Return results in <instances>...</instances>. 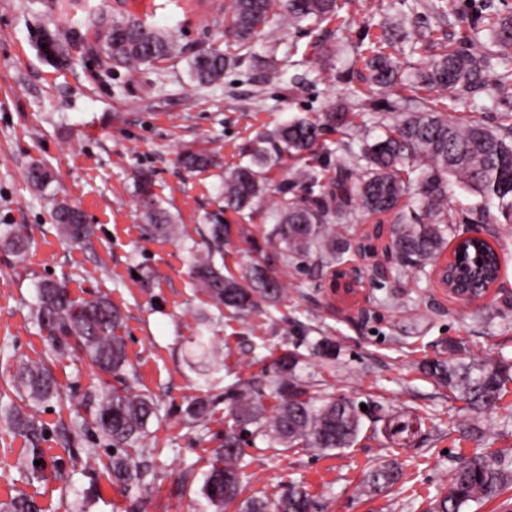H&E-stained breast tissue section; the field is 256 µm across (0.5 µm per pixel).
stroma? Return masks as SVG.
Wrapping results in <instances>:
<instances>
[{
    "label": "stroma",
    "mask_w": 512,
    "mask_h": 512,
    "mask_svg": "<svg viewBox=\"0 0 512 512\" xmlns=\"http://www.w3.org/2000/svg\"><path fill=\"white\" fill-rule=\"evenodd\" d=\"M229 0H126L127 10L162 29H175L183 54L161 67L122 69L103 76L95 58L70 40L83 34L81 8L67 0H0V236L22 230L29 238L24 258L0 245V502L25 493L40 512H210L199 490L230 418L221 396L224 384L259 373L262 359H274L293 337L314 329L332 336L336 359L309 358L304 378L323 393L357 401L373 399L383 416L413 419V432L400 443L363 428L354 447L320 453L292 448L251 450L246 495L274 496L282 485L306 487L320 512H423L446 487L453 459L483 453L512 460V382L493 414L474 415L458 393L423 374L420 363L446 358L462 346L464 361H512V223L497 207L485 222L472 221L475 196L451 187L448 203L457 231L472 227L503 258L501 278L490 297L464 303L436 287L427 271L397 275L386 254L362 258L376 267L366 288L353 299L337 297L328 277L312 266L289 269L286 291L270 314L246 317L217 309L197 291L189 273L190 248H203L206 225L240 224L224 207V172L243 158L258 133L297 117L316 118L331 101L362 85L352 50L364 32L409 17L419 28L437 25L417 0H384L381 10L367 0H350L352 24L281 28L284 43L298 51L280 58L276 72L246 60L228 70L220 84L191 81L189 61L209 46L224 47L214 20ZM458 14L448 26L454 48L486 51L488 35L470 43L471 29L485 9L512 13V0H457ZM56 34L70 46L59 63L37 45L38 30ZM204 147L219 166L187 172L179 153ZM53 171L57 180L46 193L28 187L32 163ZM285 157L266 173L268 192L250 219V237L232 235L224 248V273L242 277L269 253L266 235L285 198L278 187L294 168ZM151 174L153 190L177 217L181 236L153 237L144 230L138 180ZM79 207L95 235L91 244L63 241L47 195ZM66 283L73 300L108 295L124 315L131 385L151 391L160 402L149 429L157 438L158 472L150 499L124 493L102 475L112 459L111 442L96 427L95 407L87 399L92 384L86 361L49 356L31 309L40 281ZM221 348L213 365L197 338ZM50 358L60 394L35 407L43 429L45 477L30 479L29 441L9 429V409L17 402L11 379L18 359ZM216 398L205 432L185 423L188 403ZM478 422L480 440L462 430ZM76 423L71 442L59 428ZM79 452L72 461L65 445ZM383 459L397 460L404 475L392 492L369 497L363 473Z\"/></svg>",
    "instance_id": "stroma-1"
}]
</instances>
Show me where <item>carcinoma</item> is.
I'll use <instances>...</instances> for the list:
<instances>
[{
  "mask_svg": "<svg viewBox=\"0 0 512 512\" xmlns=\"http://www.w3.org/2000/svg\"><path fill=\"white\" fill-rule=\"evenodd\" d=\"M348 0H232L224 14V36L237 45L240 53L231 55L209 47L189 61V73L199 85H216L224 71L245 62L243 50L259 32L280 22L299 26L305 21L322 24L342 18ZM431 11L440 20L435 29L416 31L432 51L421 66L409 74L401 72L387 48L388 30L373 37L365 34L359 42L354 62L369 74L364 87L351 89L339 103L329 106L316 120L297 118L291 123L252 139L245 148L248 162L240 163L224 177V209L247 217L245 210L266 193L265 170L283 155L305 161L283 192L292 198L283 203L276 224L267 233L274 252L264 257L241 278L225 276L215 264L224 257V242L231 228L210 224L205 239L206 254L193 255L191 271L199 290L218 308L248 316L276 305L284 291L280 276L288 262L313 261L323 269H336L345 263L351 244L336 229L338 219L356 221L364 215L392 213L395 223L390 235V252L402 273L407 267L421 269L435 263L455 235L448 209V186L455 182L485 202H498L503 215L512 218V67L495 69L496 60L512 54V15H488L478 34L488 31L495 50L483 53L448 47L443 23L457 9L456 0H432ZM84 36L92 37L90 49L107 72L116 67L132 73L142 66L156 67L179 57L178 35L161 30L130 15L108 14L102 10L87 14ZM497 94L500 122L491 129L479 121L455 122L448 109L461 96L486 84ZM424 91L426 95L408 97L402 91ZM386 92L395 98L387 107L400 117L386 123L383 134L361 139L353 148L359 126L353 117L366 111L368 100ZM342 131L347 140L336 147L322 141L326 130ZM336 156L335 174H327L325 159ZM181 164L189 171L215 165L206 149L187 150ZM53 175L39 163H32L27 181L44 191ZM140 203L147 230L156 235L177 233L174 218L162 208L152 188V179L143 175L139 183ZM57 229L67 241L90 242L92 228L80 209L66 200L50 199ZM35 319L56 354L80 355L91 364L97 380L89 398L96 402L94 421L112 441V463L103 476L123 490H135L144 497L153 490L158 474L154 463L156 449L147 447L148 425L158 417V408L149 392L128 385V356L124 337L119 334L123 315L111 300L101 295L80 303L72 300L63 283L39 284ZM338 350L329 336L311 340L300 336L260 374L236 378L224 386L232 424L207 471L200 489L214 512H314L315 504L307 491L290 484L274 499L241 497L250 475L242 434L251 435L267 447L308 448L332 451L352 447L362 430L367 413L352 399H336L321 393L318 384L299 374L307 356L332 359ZM420 370L434 381L458 391L476 414L492 411L501 390L512 381V367L499 362L456 363L430 359ZM15 391L32 402H41L57 393V381L43 363L20 362L15 371ZM275 405L269 410L267 399ZM215 400L199 398L186 409L188 422L203 426L213 411ZM15 433L31 441V478H44L38 448L41 429L35 417L19 407L11 412ZM401 478L398 462L385 460L373 465L364 475L372 495L390 493ZM512 489V461L474 454L452 465L448 487L433 499L425 512H462L464 506L479 500H492ZM0 512H37L32 499L16 495L0 504Z\"/></svg>",
  "mask_w": 512,
  "mask_h": 512,
  "instance_id": "cac0c4a2",
  "label": "carcinoma"
}]
</instances>
